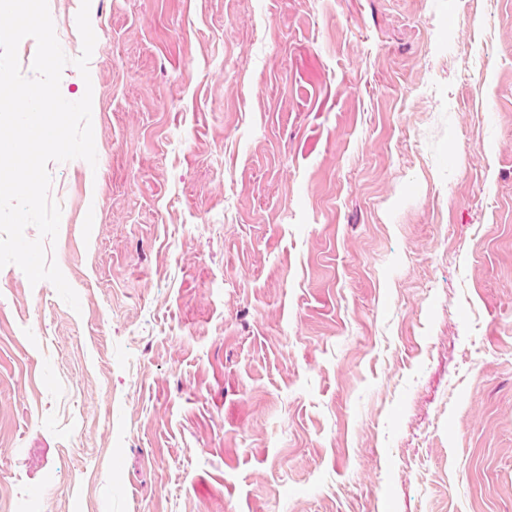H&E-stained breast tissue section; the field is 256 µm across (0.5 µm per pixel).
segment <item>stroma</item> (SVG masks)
<instances>
[{
    "mask_svg": "<svg viewBox=\"0 0 512 512\" xmlns=\"http://www.w3.org/2000/svg\"><path fill=\"white\" fill-rule=\"evenodd\" d=\"M90 20L79 309L0 268V512H512V0Z\"/></svg>",
    "mask_w": 512,
    "mask_h": 512,
    "instance_id": "obj_1",
    "label": "stroma"
}]
</instances>
